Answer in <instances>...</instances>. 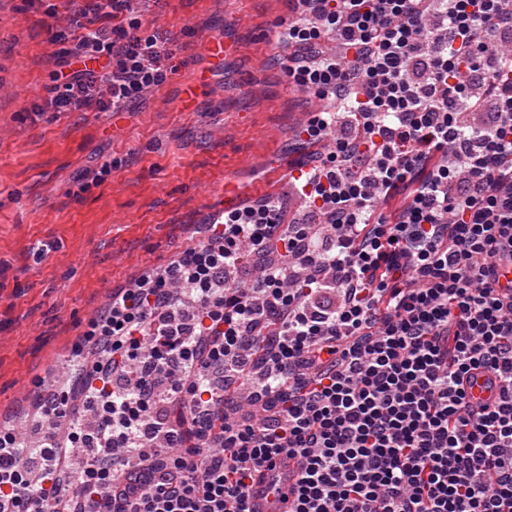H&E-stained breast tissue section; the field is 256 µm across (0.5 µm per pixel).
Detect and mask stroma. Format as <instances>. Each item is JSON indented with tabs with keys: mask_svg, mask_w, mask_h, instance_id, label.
Wrapping results in <instances>:
<instances>
[{
	"mask_svg": "<svg viewBox=\"0 0 512 512\" xmlns=\"http://www.w3.org/2000/svg\"><path fill=\"white\" fill-rule=\"evenodd\" d=\"M145 32L174 38L165 83L127 119L56 112L51 29L74 22L66 0H0V416L28 414L34 379L60 365L118 289L164 267L195 225L224 210L227 188L284 198L273 161L299 165L293 131L311 94L277 44L287 0H131ZM53 17H46L47 9ZM236 52L210 74L192 111L179 89L210 39ZM112 173L80 191L103 161Z\"/></svg>",
	"mask_w": 512,
	"mask_h": 512,
	"instance_id": "obj_1",
	"label": "stroma"
}]
</instances>
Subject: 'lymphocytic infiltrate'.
I'll use <instances>...</instances> for the list:
<instances>
[{
    "label": "lymphocytic infiltrate",
    "instance_id": "f902f5d3",
    "mask_svg": "<svg viewBox=\"0 0 512 512\" xmlns=\"http://www.w3.org/2000/svg\"><path fill=\"white\" fill-rule=\"evenodd\" d=\"M69 2L55 111L120 115L164 84L174 49L129 0ZM289 4L288 75L335 101L295 133L333 142L293 179L309 219L273 197L226 210L114 293L38 400V454L0 422V512H251L282 455L300 464L289 512H512V6ZM476 86L492 110L468 133Z\"/></svg>",
    "mask_w": 512,
    "mask_h": 512
}]
</instances>
